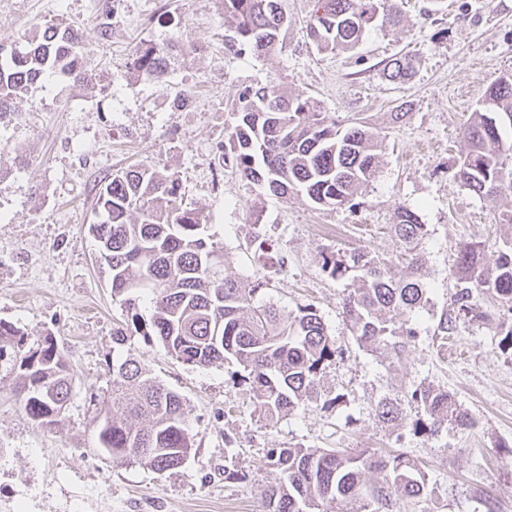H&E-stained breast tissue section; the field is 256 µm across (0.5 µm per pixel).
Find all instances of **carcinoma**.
<instances>
[{"instance_id":"cac0c4a2","label":"carcinoma","mask_w":512,"mask_h":512,"mask_svg":"<svg viewBox=\"0 0 512 512\" xmlns=\"http://www.w3.org/2000/svg\"><path fill=\"white\" fill-rule=\"evenodd\" d=\"M307 36L319 51L355 47L379 16L400 22L392 0H311ZM224 14L236 21L233 46L265 55L283 45L291 26L281 0H224ZM80 35L62 23L42 35L22 37L0 47V120L13 112V100L55 73L85 80L78 66ZM171 48L135 50L134 65L145 76L167 66ZM415 58L405 54L384 68L391 81L410 79ZM233 112L222 163H230L260 192L286 199L303 194L320 208L350 203L378 173L382 138L359 118L342 125L308 100L280 89H246ZM512 76L499 77L485 90L462 136L468 149L460 161L461 182L478 196L512 195ZM101 220L89 225L98 243L97 262L107 267L112 296L126 309L113 343L122 346L129 327L157 340L177 360L197 367L232 361L243 368L253 394V413L268 425L304 409L318 397L320 374L342 351L310 304L288 311L257 301L262 284L224 273L228 256L211 241L201 213L183 204L177 178L145 164L112 173L95 207ZM402 278L390 275L377 255L361 250L330 252L322 268L336 281L350 282L343 312L358 345L372 353H399L416 337L411 318L423 308L428 234L412 210L398 206L389 225ZM459 274L453 300L455 317H443L440 331L455 319L474 320L473 296L490 293L512 303V240L498 250L494 265L483 263L479 242L457 246ZM147 301L148 315L140 302ZM9 357L26 415L51 427L72 398L70 361L54 336L26 347L25 334L0 321V360ZM420 414L417 432L435 436L453 425L468 429L470 414L448 392L419 384L403 396L387 394L375 405L379 421L392 426L405 407ZM97 438L115 459L138 460L157 472L177 469L190 456L193 440L180 396L166 388L134 358H112V408L97 427ZM266 457L278 471L263 486L267 512H392V496L408 501L427 491L426 474L405 453L377 454L357 448H270Z\"/></svg>"}]
</instances>
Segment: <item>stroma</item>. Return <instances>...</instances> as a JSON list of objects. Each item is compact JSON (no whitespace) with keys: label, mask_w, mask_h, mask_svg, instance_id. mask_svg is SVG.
Segmentation results:
<instances>
[{"label":"stroma","mask_w":512,"mask_h":512,"mask_svg":"<svg viewBox=\"0 0 512 512\" xmlns=\"http://www.w3.org/2000/svg\"><path fill=\"white\" fill-rule=\"evenodd\" d=\"M399 25L378 23L358 46L321 52L308 40L310 0H282L292 20L281 51L231 47L233 19L222 0H0V45L34 26L69 23L81 36L83 83L65 75L15 99L0 122V320L37 345L55 336L74 370L73 396L58 423L38 426L19 405L16 375L0 362V512H265L261 490L277 471L270 448H391L422 463L426 495L402 512H512V347L503 344L512 308L478 293L480 320L439 337L456 291L455 248L484 246L494 264L512 236V196L481 197L457 176L467 151L461 130L488 84L512 74V0H396ZM172 45L153 77L132 62L134 46ZM416 54L408 82L385 62ZM269 85L317 102L336 120L366 121L384 139L376 178L336 209L305 196L260 193L235 167L219 164L231 104L249 86ZM184 106H177L179 97ZM405 109L395 123L391 112ZM147 163L174 174L207 232L230 256L225 272L265 282L264 300L289 310L313 304L343 355L324 370L316 402L269 427L252 412V392L231 362L206 368L172 358L132 333L114 346L126 318L88 232L100 187L113 170ZM405 206L426 224V305L417 336L397 355L359 348L342 313L345 282L322 270L325 251L366 250L406 273L388 234ZM284 259L270 268L257 242ZM133 357L180 395L194 440L186 463L156 473L99 449L94 426L112 389L113 355ZM430 384L452 396L475 425L415 434L394 430L374 403ZM232 453L238 480H225Z\"/></svg>","instance_id":"obj_1"}]
</instances>
